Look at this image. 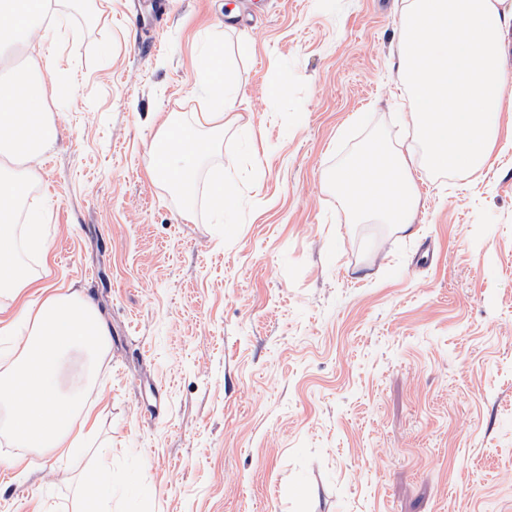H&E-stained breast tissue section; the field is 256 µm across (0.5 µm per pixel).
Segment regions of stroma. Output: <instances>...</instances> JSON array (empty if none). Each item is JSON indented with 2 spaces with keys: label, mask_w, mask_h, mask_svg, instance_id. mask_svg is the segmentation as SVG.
<instances>
[{
  "label": "stroma",
  "mask_w": 512,
  "mask_h": 512,
  "mask_svg": "<svg viewBox=\"0 0 512 512\" xmlns=\"http://www.w3.org/2000/svg\"><path fill=\"white\" fill-rule=\"evenodd\" d=\"M401 0H169L160 46L129 0H70L55 138L28 200L42 288L86 289L112 330L83 396L114 512H512V145L435 173L398 71ZM226 37L257 168L231 243L147 166ZM288 91L273 100L272 79ZM384 139L418 198L405 231L353 222L330 177ZM90 452L0 436V512H74Z\"/></svg>",
  "instance_id": "35a3bbf8"
}]
</instances>
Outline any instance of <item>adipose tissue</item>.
Here are the masks:
<instances>
[{
	"instance_id": "obj_1",
	"label": "adipose tissue",
	"mask_w": 512,
	"mask_h": 512,
	"mask_svg": "<svg viewBox=\"0 0 512 512\" xmlns=\"http://www.w3.org/2000/svg\"><path fill=\"white\" fill-rule=\"evenodd\" d=\"M51 0H0V51L21 44L32 51L27 80L0 77V295L20 300L31 283L18 254L42 250L43 214L27 205L39 179L43 148L55 136L46 112L48 83L42 72L55 60L46 48ZM512 25V0H404L399 22V66L416 108L409 120L425 147V163L452 171L475 168L490 156L512 112V83L499 64L502 35ZM337 192L355 219L376 216L404 230L415 213L409 166L387 142L376 141L348 158L333 175ZM23 332L12 362L0 370L1 428L21 447L47 448L56 457L88 445L90 412L60 395V357L84 353L85 391L108 352L110 330L82 291L45 289L40 305L22 303Z\"/></svg>"
}]
</instances>
